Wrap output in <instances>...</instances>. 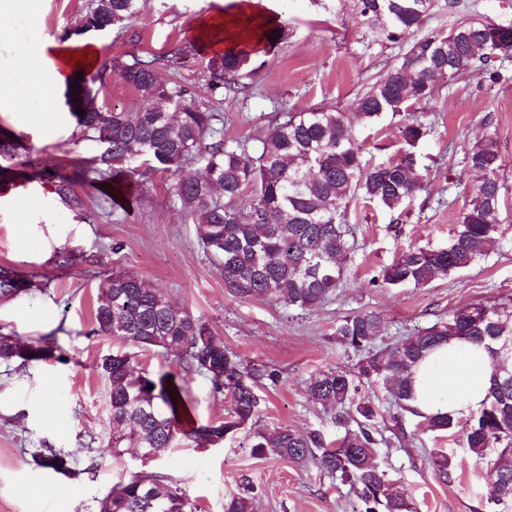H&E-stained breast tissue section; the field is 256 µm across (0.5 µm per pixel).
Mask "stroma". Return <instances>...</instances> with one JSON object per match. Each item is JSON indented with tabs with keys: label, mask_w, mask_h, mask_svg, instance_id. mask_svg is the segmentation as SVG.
Masks as SVG:
<instances>
[{
	"label": "stroma",
	"mask_w": 512,
	"mask_h": 512,
	"mask_svg": "<svg viewBox=\"0 0 512 512\" xmlns=\"http://www.w3.org/2000/svg\"><path fill=\"white\" fill-rule=\"evenodd\" d=\"M90 2L41 0L38 30L65 41ZM220 8L219 0H144L141 12L122 30L89 33L101 57L84 76L91 97L100 105L138 109L143 99L122 82L119 69L175 51L186 59L179 79L204 87L215 54L201 47L198 25ZM277 9L287 37L261 54L250 96L221 93L206 101L223 117L225 146L256 147L279 112L321 105L352 110L363 90L411 43L407 37L380 41L360 22L352 0H281ZM465 16L512 25V0H461L453 11L448 0H436L425 28L445 31ZM502 70L508 78L500 83L481 72L443 82L429 105L415 107V118L431 129L415 149L419 168L428 172L425 189L403 210L361 200L350 205L354 247L343 261L344 282L306 311L268 299H241L225 288L194 224L175 201L174 176L157 172L127 179L118 191L91 173L74 187L78 204L63 202L46 171H74L103 151L99 142L82 137L68 102L60 104L71 130L67 136L50 128L18 127L11 113L0 112V135L20 139L39 173L32 180L20 173L0 175V265L36 283L30 293L0 302V331L27 344L50 346L65 357L61 363L52 358L0 364V512H98L99 499L145 467L184 483L198 512H224V498L232 493L251 497L255 512H360L356 491L313 461L253 455L247 429L218 446L172 448L146 465L132 448L118 456L104 453L109 399L97 364L127 345L95 333L97 287L115 272L146 279L201 318L232 354L266 369L255 385L258 428L318 432L329 442L341 438L344 427L306 393L311 377L329 369L354 370L362 357L336 343L339 320L358 312L377 314L373 348L379 351L458 307L512 299V59L503 60ZM401 122L388 116L368 131L366 160L397 157ZM486 131L495 133L505 161L498 245L470 267L422 288L371 285V277L403 252L447 246L477 184L465 153ZM115 240L122 251H106ZM66 250L83 256V263L59 268L57 256ZM134 357L149 377L183 376L197 422L224 416L228 398L205 376L184 373L176 354L138 351ZM362 393L383 415L375 424L378 458L412 497L417 512H489L492 476L486 463L468 452L461 430L426 432L418 418L407 415V437L398 439L388 417L390 399L377 388ZM47 447L66 455L70 474L40 465L36 454ZM435 451L453 455L452 483L434 474L429 455Z\"/></svg>",
	"instance_id": "obj_1"
}]
</instances>
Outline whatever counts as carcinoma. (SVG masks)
<instances>
[{"label":"carcinoma","mask_w":512,"mask_h":512,"mask_svg":"<svg viewBox=\"0 0 512 512\" xmlns=\"http://www.w3.org/2000/svg\"><path fill=\"white\" fill-rule=\"evenodd\" d=\"M361 20L375 28L382 41L396 42L419 30L434 0H356ZM140 10V0H94L77 33L96 31L112 23L121 29ZM512 46V32L493 23L462 18L449 31L429 32L416 39L402 57L355 103L356 120L334 107L304 112H279L260 146L224 147L223 118L197 100L196 91L176 79L184 57L137 59L119 73L120 79L146 101L130 112L101 105L85 107L77 116L85 135L105 145L92 168L107 174L136 175L139 171L178 176L174 196L180 210L195 224L198 239L224 277V287L240 298L267 297L306 310L335 293L343 281L341 260L352 250L347 221L350 203L361 198L390 210L412 202L423 190L414 148L429 128L408 114L436 96L440 80L483 70L493 83L507 79L495 66L496 41ZM256 52L245 47L224 51L213 65L208 90L246 94L256 71ZM405 114L398 133L400 156L378 164L364 160V142L354 122L372 129L383 118ZM201 158L195 175H179ZM468 168L479 174L478 185L460 213L448 246L405 252L370 279L372 285L421 288L440 275L464 269L485 256L497 240L502 210L504 160L497 140L485 135L467 151ZM78 174L53 176L55 193L75 201ZM36 284L9 267H0V298L27 293ZM95 332L117 337L137 349L173 352L183 371L206 375L215 390L230 397L224 418L205 424L187 419L186 391L176 376L156 378L136 371L134 356L112 353L98 368L109 385V425L106 450L153 448L156 455L179 444L208 447L256 424L259 398L253 379L259 369L230 353L209 327L188 310L175 306L148 281L114 273L98 285ZM377 329L370 313L350 314L336 324V342L365 352L356 371L329 370L307 385L311 401L336 424L353 420L358 429L346 431L336 444L317 432L301 433L281 426L253 432L252 451L292 462L308 458L318 468L355 488L363 512H417L412 498L399 489L376 461L377 440L372 425L380 416L361 386L382 388L403 411L424 419L430 430L454 427L449 415H425L412 407V370L434 347L452 338L483 343L492 359L491 384L483 408L462 427L468 452L496 472L488 502L512 498V303H474L459 307L432 326L418 330L388 352H369ZM63 360L47 347L26 345L0 333V363ZM41 465L68 473L65 455L53 448L39 453ZM442 481H452V458L431 457ZM99 512H197L186 487L153 472H137L99 501ZM224 512H254L251 498L231 494Z\"/></svg>","instance_id":"cac0c4a2"}]
</instances>
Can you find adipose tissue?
I'll return each mask as SVG.
<instances>
[{
    "label": "adipose tissue",
    "instance_id": "obj_1",
    "mask_svg": "<svg viewBox=\"0 0 512 512\" xmlns=\"http://www.w3.org/2000/svg\"><path fill=\"white\" fill-rule=\"evenodd\" d=\"M272 0H235L233 12H219L202 25L204 48L233 46L243 32L230 29L233 16L251 17L271 28L278 22ZM40 0H0V112L13 113L22 127L40 128L58 121L53 100L77 74L96 67L98 56L70 64L69 54L83 52L89 41L59 43L36 35ZM490 357L483 345L452 340L418 363L414 370L415 408L425 414L478 413L489 388Z\"/></svg>",
    "mask_w": 512,
    "mask_h": 512
}]
</instances>
